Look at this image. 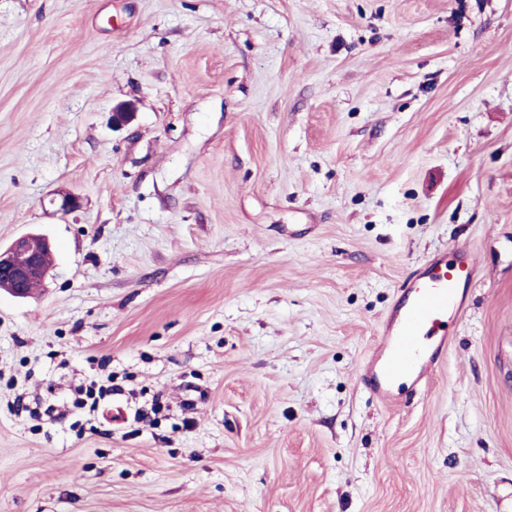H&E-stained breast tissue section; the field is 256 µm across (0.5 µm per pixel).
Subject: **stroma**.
Returning <instances> with one entry per match:
<instances>
[{
	"label": "stroma",
	"instance_id": "obj_1",
	"mask_svg": "<svg viewBox=\"0 0 512 512\" xmlns=\"http://www.w3.org/2000/svg\"><path fill=\"white\" fill-rule=\"evenodd\" d=\"M29 233L0 512H512V0H0V248ZM460 244L444 359L384 401L359 367ZM123 391L122 386L114 383L110 374L107 376L106 381L101 383L91 381L88 385L76 387L73 407L80 409L88 407L89 411H94L100 399L104 398L105 395L122 394Z\"/></svg>",
	"mask_w": 512,
	"mask_h": 512
}]
</instances>
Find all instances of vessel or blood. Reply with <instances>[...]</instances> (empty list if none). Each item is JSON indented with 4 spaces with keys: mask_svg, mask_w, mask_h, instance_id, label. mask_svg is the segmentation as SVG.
<instances>
[{
    "mask_svg": "<svg viewBox=\"0 0 512 512\" xmlns=\"http://www.w3.org/2000/svg\"><path fill=\"white\" fill-rule=\"evenodd\" d=\"M474 272L466 248L455 250L454 261L434 260L417 271L405 287V299L391 314L373 357L362 367L373 391L393 401L400 379L422 386L448 349L446 325L463 311L462 283Z\"/></svg>",
    "mask_w": 512,
    "mask_h": 512,
    "instance_id": "b4317fda",
    "label": "vessel or blood"
}]
</instances>
